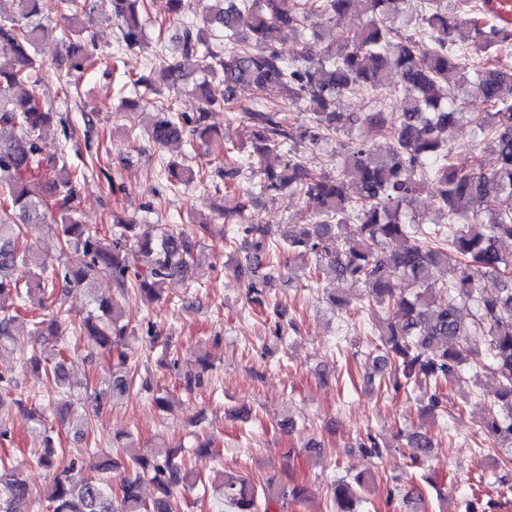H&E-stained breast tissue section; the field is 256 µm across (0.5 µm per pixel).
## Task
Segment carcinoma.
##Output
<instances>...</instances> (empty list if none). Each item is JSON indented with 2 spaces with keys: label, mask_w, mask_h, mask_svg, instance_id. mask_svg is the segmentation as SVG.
<instances>
[{
  "label": "carcinoma",
  "mask_w": 512,
  "mask_h": 512,
  "mask_svg": "<svg viewBox=\"0 0 512 512\" xmlns=\"http://www.w3.org/2000/svg\"><path fill=\"white\" fill-rule=\"evenodd\" d=\"M88 0H11L13 10L0 14V43L9 48L0 55V130L12 128L18 135L3 141L0 135V350L13 336L23 333L36 339H60L62 323L56 319L24 321L6 306L16 298L42 306L55 289L69 285L90 288L101 275L112 278L117 295L98 301V313L89 314L79 326V335L95 348L117 353L122 350L127 327L119 324V299L136 291L146 302L159 299L165 284L176 275H186L196 262L194 246L185 228H165L159 235L136 234L137 225L118 222L107 234L80 222L73 201L78 177H64L55 165L64 157H43L40 130L54 113L45 110L40 79L36 77L35 54L48 27L44 21L52 9L63 5L68 22L62 39L67 41L69 66L63 75L85 73L94 65V55L70 41L87 17ZM142 0H112L125 46L134 47L144 37V21L138 5ZM408 0H206L202 25L183 26L180 40L185 55L196 57L199 71L224 77V106L244 114L251 156L262 158L271 151L284 153L280 170L254 171L259 188L270 194L285 189L303 199L311 219L307 224H286L279 237L258 218L242 227L249 246L248 264L262 266L273 254L285 251L294 258L313 260L314 278L334 276L365 287L360 297L374 320L382 345L378 361L403 376L406 383H434L460 379L463 366L486 369L497 376L496 396L500 417L484 424L492 444H512V254L502 251V241L512 240V72L491 62H469L467 52L451 39L460 24L473 32L472 48L486 54L512 40V32L487 23L483 14L470 12L460 18L448 12L443 0H426L417 32L404 33L397 21L400 5ZM366 20L355 30L342 33L339 45H330L319 59L293 61L276 48L285 29L331 24L336 18L357 11ZM224 33V55L207 44L209 33ZM397 78L401 112L391 119L381 112L336 111V103L355 86L376 94L391 77ZM468 82L488 111L470 116L477 134L492 135L496 165L491 170L475 160L465 172L449 163L451 133L462 115L456 96L440 93L450 78ZM288 92L279 102H260L251 108L237 104L236 91L252 87L261 92L269 86ZM207 82L193 92L204 97L206 107L195 120L192 134L202 140L213 130L205 124L212 99ZM306 103L308 122L290 123L288 104ZM184 116L173 111L159 113L151 123L155 144L167 148L185 134ZM359 122L377 125L388 141L384 150L359 138L348 157L328 172L307 166L298 144L316 147ZM164 171L180 185L198 181L194 169L170 160ZM434 186V197L448 223L423 228L416 224L412 208L425 183ZM360 196L349 195L350 187ZM485 206L487 217L474 211ZM19 213L28 223H41L51 216V230L60 251H80L85 262L76 268H48L46 262L24 243L21 225L11 221ZM345 224L355 226L349 236ZM495 274L504 280L495 295H485L479 277ZM405 279L416 292H397L395 280ZM476 305L475 320L466 326L458 305ZM29 375L44 385L60 389L68 385L64 359L48 363L42 355L30 354L23 361ZM131 380L113 375L106 390L89 394L92 414L107 403L108 395L125 393ZM414 457H425L433 447L430 435H407ZM177 449L164 450L163 459L131 458L133 475L124 477L117 489L105 477L107 460L95 465L99 477L76 475V465L57 467L52 438L37 455L38 466L54 473L46 499L52 512H177L178 495L195 487L201 477L183 469ZM151 476L155 496L147 501L141 491L144 475ZM373 480L370 474L354 481L340 480L332 489L336 512H358L362 491ZM224 505L230 512H260L275 501L302 500L307 489L292 475L277 485H257L246 477L224 473L220 482ZM29 487L15 468H0V512H26Z\"/></svg>",
  "instance_id": "obj_1"
}]
</instances>
